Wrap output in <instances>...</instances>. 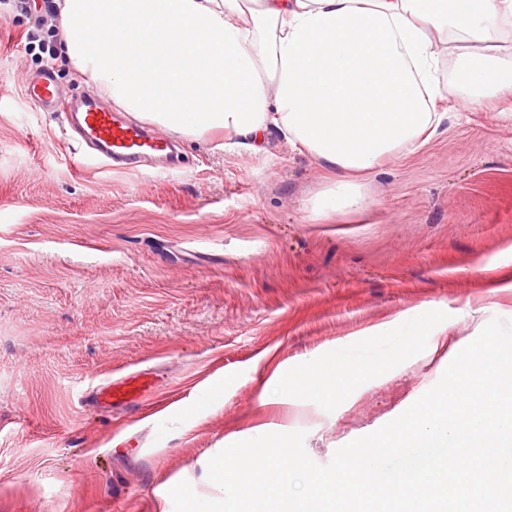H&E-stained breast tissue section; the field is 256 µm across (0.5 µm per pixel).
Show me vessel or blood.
<instances>
[{
    "mask_svg": "<svg viewBox=\"0 0 512 512\" xmlns=\"http://www.w3.org/2000/svg\"><path fill=\"white\" fill-rule=\"evenodd\" d=\"M27 95L44 110L62 115L71 134L86 147V167L130 170L143 164L170 161V143L162 136L129 120L125 113L94 97L68 98L60 94L52 76L42 73L26 86ZM141 396L136 375H128L98 387L90 394L92 405L111 407L130 404Z\"/></svg>",
    "mask_w": 512,
    "mask_h": 512,
    "instance_id": "1",
    "label": "vessel or blood"
}]
</instances>
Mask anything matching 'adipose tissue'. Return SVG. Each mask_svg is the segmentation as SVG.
I'll return each instance as SVG.
<instances>
[{
    "mask_svg": "<svg viewBox=\"0 0 512 512\" xmlns=\"http://www.w3.org/2000/svg\"><path fill=\"white\" fill-rule=\"evenodd\" d=\"M59 52L113 104L181 137L279 132L327 172L316 217L436 134L442 96L512 102V0H61ZM452 62L440 83L442 62Z\"/></svg>",
    "mask_w": 512,
    "mask_h": 512,
    "instance_id": "adipose-tissue-1",
    "label": "adipose tissue"
}]
</instances>
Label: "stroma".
Instances as JSON below:
<instances>
[{
	"label": "stroma",
	"instance_id": "1",
	"mask_svg": "<svg viewBox=\"0 0 512 512\" xmlns=\"http://www.w3.org/2000/svg\"><path fill=\"white\" fill-rule=\"evenodd\" d=\"M42 4L0 9V512H174L170 488L207 496L209 460L265 432L305 431L328 464L512 319L511 116L438 100L446 130L328 221L307 209L324 171L275 133L259 151L171 136L180 166L160 174L84 168L25 92L47 69L100 94L36 26ZM338 364L363 373L352 405L283 386L261 406L275 368ZM141 370L135 404L88 405Z\"/></svg>",
	"mask_w": 512,
	"mask_h": 512
}]
</instances>
